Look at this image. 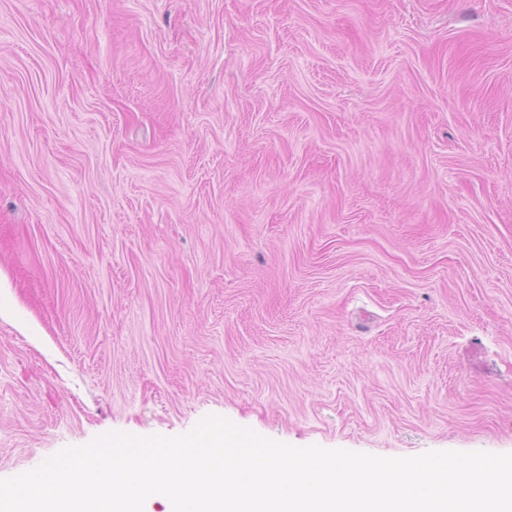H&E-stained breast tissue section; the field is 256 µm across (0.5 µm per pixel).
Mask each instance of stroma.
I'll list each match as a JSON object with an SVG mask.
<instances>
[{"label": "stroma", "instance_id": "1", "mask_svg": "<svg viewBox=\"0 0 512 512\" xmlns=\"http://www.w3.org/2000/svg\"><path fill=\"white\" fill-rule=\"evenodd\" d=\"M210 416L512 453V0H0V479Z\"/></svg>", "mask_w": 512, "mask_h": 512}]
</instances>
